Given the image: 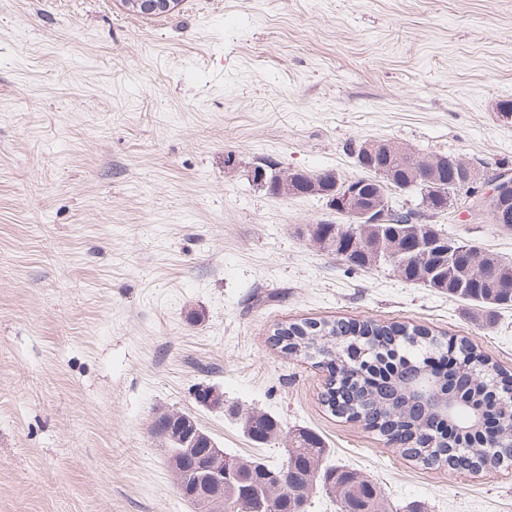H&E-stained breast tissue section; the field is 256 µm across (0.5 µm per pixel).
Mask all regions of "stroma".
I'll use <instances>...</instances> for the list:
<instances>
[{"instance_id": "stroma-1", "label": "stroma", "mask_w": 512, "mask_h": 512, "mask_svg": "<svg viewBox=\"0 0 512 512\" xmlns=\"http://www.w3.org/2000/svg\"><path fill=\"white\" fill-rule=\"evenodd\" d=\"M512 0H0V512H193L152 436L166 411L276 465L294 430L379 483L390 512H512V473L425 467L321 396L278 324L353 318L468 338L512 373V307L320 250L324 200L255 164L359 175L385 139L512 169ZM232 164H225V157ZM512 264V231L438 215ZM213 387L223 408L200 403ZM277 417L260 445L240 414ZM180 0H122L131 12L145 16L170 14L179 6Z\"/></svg>"}]
</instances>
